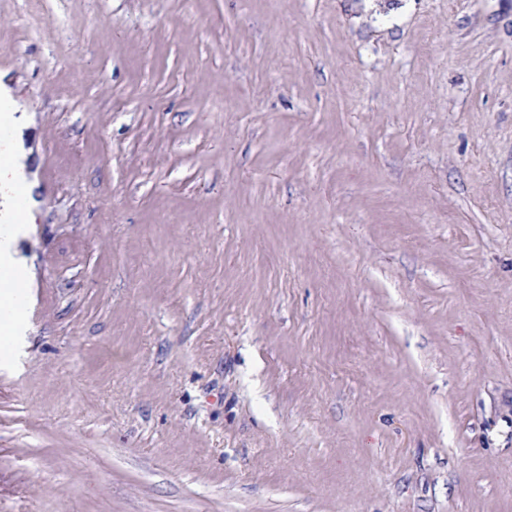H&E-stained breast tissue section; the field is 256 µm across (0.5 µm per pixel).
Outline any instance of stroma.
Here are the masks:
<instances>
[{
	"mask_svg": "<svg viewBox=\"0 0 512 512\" xmlns=\"http://www.w3.org/2000/svg\"><path fill=\"white\" fill-rule=\"evenodd\" d=\"M0 73V512H512V0H0ZM0 119L7 121L15 132V138L11 144L12 166L8 172L10 178L5 174L3 177L6 183V189L1 192L0 189V222L10 226L7 234L0 233V285L1 288H7L8 284L2 279V272L10 271L14 268V263L18 260L15 257L13 243L18 233V226L32 224L35 221V214L38 208V202L33 198L32 190L34 183L31 180V174L26 163V153L22 145V133L26 127V113L28 108L20 103L13 87L4 81L0 75ZM18 182L22 186H17L15 194L22 204L24 201V189L27 193V204L22 214L16 211L15 202L11 193V182ZM24 188V189H23Z\"/></svg>",
	"mask_w": 512,
	"mask_h": 512,
	"instance_id": "stroma-1",
	"label": "stroma"
}]
</instances>
